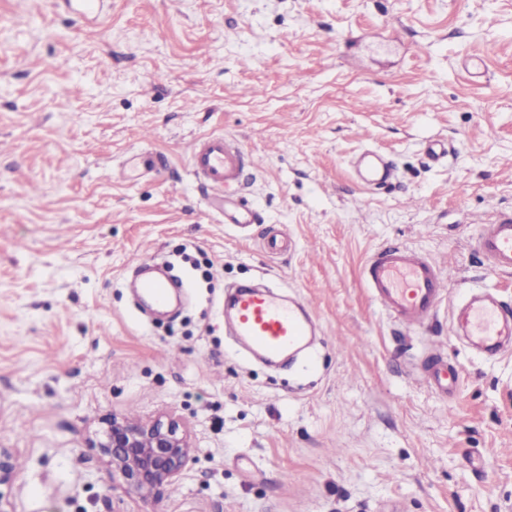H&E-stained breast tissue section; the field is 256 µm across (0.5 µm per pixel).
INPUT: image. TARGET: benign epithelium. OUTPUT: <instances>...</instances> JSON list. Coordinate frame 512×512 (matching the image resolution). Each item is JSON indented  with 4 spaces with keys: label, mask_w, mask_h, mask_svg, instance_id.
Masks as SVG:
<instances>
[{
    "label": "benign epithelium",
    "mask_w": 512,
    "mask_h": 512,
    "mask_svg": "<svg viewBox=\"0 0 512 512\" xmlns=\"http://www.w3.org/2000/svg\"><path fill=\"white\" fill-rule=\"evenodd\" d=\"M90 447L107 459L112 476L141 497L176 481L192 459L184 423L171 416L140 422L105 417ZM16 474L14 450L0 447V487H10Z\"/></svg>",
    "instance_id": "1"
}]
</instances>
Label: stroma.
<instances>
[{
  "instance_id": "obj_1",
  "label": "stroma",
  "mask_w": 512,
  "mask_h": 512,
  "mask_svg": "<svg viewBox=\"0 0 512 512\" xmlns=\"http://www.w3.org/2000/svg\"><path fill=\"white\" fill-rule=\"evenodd\" d=\"M207 134L256 157L238 194L254 224L225 223L194 177ZM366 147L395 169L371 191L352 169ZM500 212L512 0H112L85 21L62 0H0V445L18 455L17 512H512V353L450 333L471 289L512 299L475 247ZM393 244L450 270L428 330L383 314L361 278ZM152 258L173 261L162 312L132 286ZM255 282L322 328L279 368L224 330L225 294ZM436 338L460 371L449 402L418 380ZM161 413L184 419L193 458L144 500L87 439L104 415Z\"/></svg>"
}]
</instances>
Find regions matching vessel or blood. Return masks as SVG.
Here are the masks:
<instances>
[{
  "label": "vessel or blood",
  "mask_w": 512,
  "mask_h": 512,
  "mask_svg": "<svg viewBox=\"0 0 512 512\" xmlns=\"http://www.w3.org/2000/svg\"><path fill=\"white\" fill-rule=\"evenodd\" d=\"M249 154L236 141L221 135L198 139L190 152L194 175L211 191L213 203L222 206L228 224H250L253 213L234 197ZM365 186H384L388 165L372 156L362 159ZM475 245L487 265L500 273H512V219L479 225ZM363 279L373 300L404 328H427L446 299L447 276L443 268L416 249L393 245L374 251L363 268ZM224 317L233 333L256 357L276 365L291 353L302 351L316 322L307 306L267 288L242 286L226 302ZM464 329L469 340L495 355L505 339H512V303L498 296L468 300ZM421 380L442 398L454 396L458 371L442 354L424 367Z\"/></svg>",
  "instance_id": "obj_1"
}]
</instances>
